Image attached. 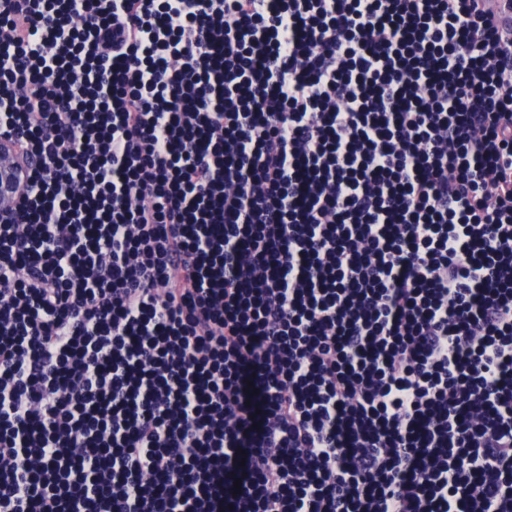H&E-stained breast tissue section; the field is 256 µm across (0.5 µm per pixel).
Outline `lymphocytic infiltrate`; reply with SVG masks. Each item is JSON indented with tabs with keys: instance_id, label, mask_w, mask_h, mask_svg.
I'll return each instance as SVG.
<instances>
[{
	"instance_id": "f902f5d3",
	"label": "lymphocytic infiltrate",
	"mask_w": 512,
	"mask_h": 512,
	"mask_svg": "<svg viewBox=\"0 0 512 512\" xmlns=\"http://www.w3.org/2000/svg\"><path fill=\"white\" fill-rule=\"evenodd\" d=\"M0 512H512V44L486 0H0ZM23 165L3 146H0V222L13 223L18 219L16 207L11 202L14 185Z\"/></svg>"
}]
</instances>
